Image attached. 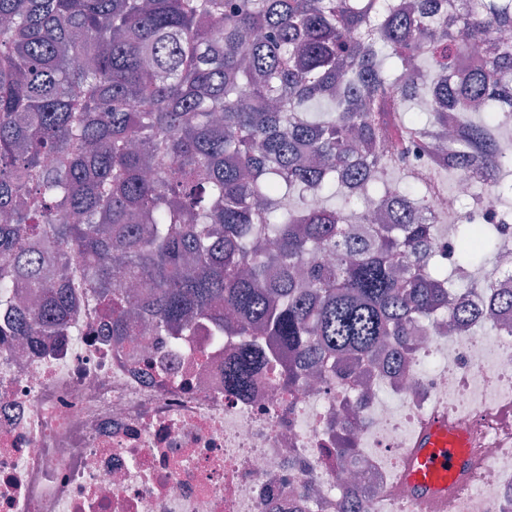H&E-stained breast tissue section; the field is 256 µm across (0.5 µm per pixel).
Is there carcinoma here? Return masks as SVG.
Here are the masks:
<instances>
[{
	"instance_id": "obj_1",
	"label": "carcinoma",
	"mask_w": 512,
	"mask_h": 512,
	"mask_svg": "<svg viewBox=\"0 0 512 512\" xmlns=\"http://www.w3.org/2000/svg\"><path fill=\"white\" fill-rule=\"evenodd\" d=\"M507 28L512 0H0L4 333L64 335L83 288L121 345L141 319L240 337L224 385L245 396L273 363L288 384L403 369L422 328L512 310L468 272L512 213L452 224L450 269L415 167L504 190Z\"/></svg>"
}]
</instances>
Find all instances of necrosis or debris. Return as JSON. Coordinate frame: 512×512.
I'll return each mask as SVG.
<instances>
[{"mask_svg": "<svg viewBox=\"0 0 512 512\" xmlns=\"http://www.w3.org/2000/svg\"><path fill=\"white\" fill-rule=\"evenodd\" d=\"M85 301L65 335L24 348L0 336V512H336L349 480L329 424L355 406L370 512H420L392 462L441 409L470 424L476 467L448 512H512V335L490 325L422 336L405 379L364 367L282 390L265 374L242 398L224 386L236 338L143 329L135 362Z\"/></svg>", "mask_w": 512, "mask_h": 512, "instance_id": "4bbe7bcc", "label": "necrosis or debris"}]
</instances>
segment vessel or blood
<instances>
[{
  "label": "vessel or blood",
  "mask_w": 512,
  "mask_h": 512,
  "mask_svg": "<svg viewBox=\"0 0 512 512\" xmlns=\"http://www.w3.org/2000/svg\"><path fill=\"white\" fill-rule=\"evenodd\" d=\"M470 440L465 422L449 420L444 414L422 421L400 472L422 512H446L454 488L473 469Z\"/></svg>",
  "instance_id": "obj_1"
}]
</instances>
